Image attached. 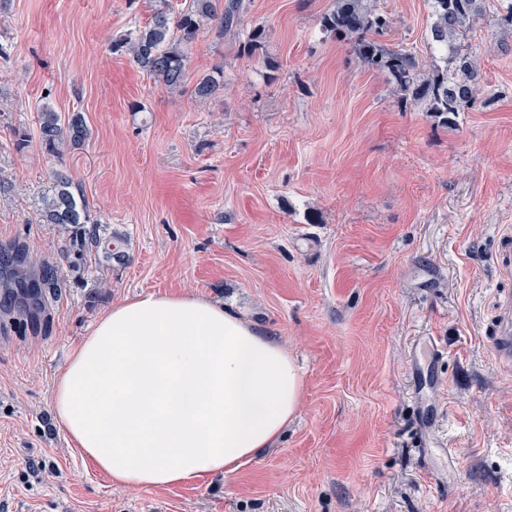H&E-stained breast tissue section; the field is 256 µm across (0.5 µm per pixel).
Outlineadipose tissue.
I'll return each instance as SVG.
<instances>
[{"label": "adipose tissue", "instance_id": "1", "mask_svg": "<svg viewBox=\"0 0 512 512\" xmlns=\"http://www.w3.org/2000/svg\"><path fill=\"white\" fill-rule=\"evenodd\" d=\"M302 389L287 350L222 304L146 293L106 309L71 350L52 410L113 487L163 489L273 446Z\"/></svg>", "mask_w": 512, "mask_h": 512}]
</instances>
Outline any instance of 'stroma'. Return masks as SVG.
Segmentation results:
<instances>
[{
  "label": "stroma",
  "mask_w": 512,
  "mask_h": 512,
  "mask_svg": "<svg viewBox=\"0 0 512 512\" xmlns=\"http://www.w3.org/2000/svg\"><path fill=\"white\" fill-rule=\"evenodd\" d=\"M245 3L242 34L205 31L193 49L190 74L224 63L207 102L111 51L155 0L0 9V246L61 272L29 320L0 261V512H512V367L488 343L512 291V49L497 42L512 0L471 31L481 94L447 123L321 31L336 0ZM378 7L387 43L439 64L429 0ZM47 107L83 112L90 140L47 152ZM57 170L101 237H124L123 261L64 265L67 235L42 217ZM151 292L240 313L288 348L303 391L283 437L238 471L118 490L55 427L52 391L97 317ZM429 336L446 352L423 409L413 355Z\"/></svg>",
  "instance_id": "1"
}]
</instances>
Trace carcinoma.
Returning a JSON list of instances; mask_svg holds the SVG:
<instances>
[{
    "mask_svg": "<svg viewBox=\"0 0 512 512\" xmlns=\"http://www.w3.org/2000/svg\"><path fill=\"white\" fill-rule=\"evenodd\" d=\"M487 0H431L428 38L442 53L445 66L424 69L413 52L388 47L376 35L388 29L390 21L377 8V0H337V6L319 19L321 30L351 42L358 65L388 73L402 98L424 107L434 117H448L473 106L480 90L478 57L471 52L467 34L486 11ZM242 0H188L186 7L174 9L169 0H160L149 21L112 36L111 49L123 52L147 75L170 90L188 91L205 102L224 95V62L191 78L189 58L193 44L204 26L215 39L235 35L241 25ZM91 131L81 113L63 116L47 108L39 116V137L44 149L57 153L65 146H80ZM73 182L63 171L53 173L51 193L46 197L44 217L50 224L67 229L64 258L77 271L90 251L100 249L108 259L121 261V241H103L97 235V221L91 218L87 200L72 190ZM39 273H19L11 279L35 282L37 288L57 289L59 268L47 260L38 262Z\"/></svg>",
    "mask_w": 512,
    "mask_h": 512,
    "instance_id": "cac0c4a2",
    "label": "carcinoma"
}]
</instances>
